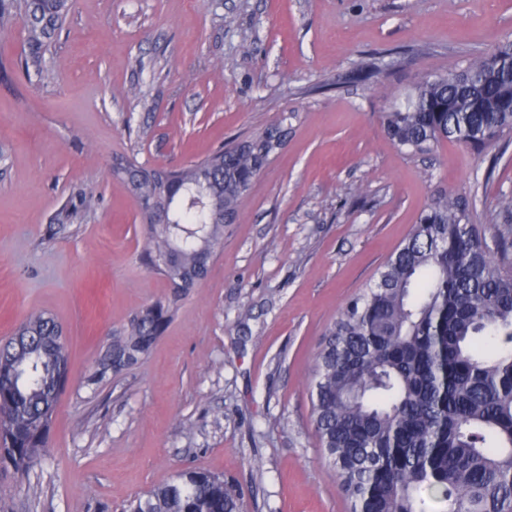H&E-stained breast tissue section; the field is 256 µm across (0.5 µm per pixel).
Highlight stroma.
<instances>
[{
    "mask_svg": "<svg viewBox=\"0 0 512 512\" xmlns=\"http://www.w3.org/2000/svg\"><path fill=\"white\" fill-rule=\"evenodd\" d=\"M507 39L512 0H72L36 73L23 26L0 33V340L42 309L69 362L44 457L0 470V512H127L185 469L243 512H351L309 395L326 328L433 198L466 197L493 249L512 194V138L412 154L381 115L415 72ZM271 128L281 149L176 293L116 166L177 169ZM157 302L173 312L151 353L90 383Z\"/></svg>",
    "mask_w": 512,
    "mask_h": 512,
    "instance_id": "1",
    "label": "stroma"
}]
</instances>
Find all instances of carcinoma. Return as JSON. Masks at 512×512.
Segmentation results:
<instances>
[{"instance_id": "carcinoma-1", "label": "carcinoma", "mask_w": 512, "mask_h": 512, "mask_svg": "<svg viewBox=\"0 0 512 512\" xmlns=\"http://www.w3.org/2000/svg\"><path fill=\"white\" fill-rule=\"evenodd\" d=\"M70 0H0V28L24 14L26 66L43 52ZM391 143L411 153L443 141L484 148L512 132V41L465 67L414 75L406 105L383 113ZM269 131L180 170L129 163L148 228L145 259L194 288L203 247L224 243L252 176L282 146ZM157 303L111 336L90 379L137 360L163 333ZM62 325L30 313L0 343V465L29 470L45 448L69 382ZM317 432L354 512H512V261L496 257L468 201L441 194L326 331L311 371ZM224 478L184 470L130 512H239Z\"/></svg>"}]
</instances>
